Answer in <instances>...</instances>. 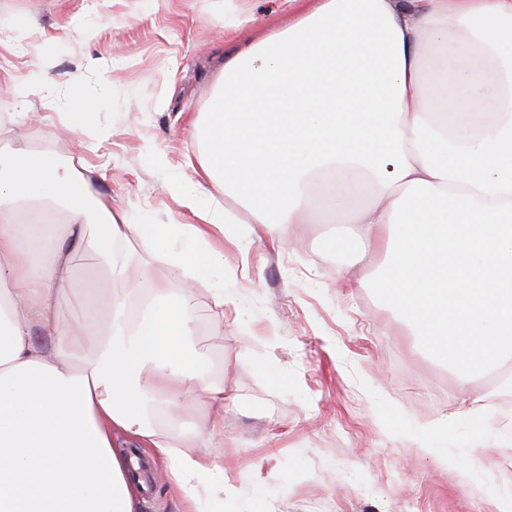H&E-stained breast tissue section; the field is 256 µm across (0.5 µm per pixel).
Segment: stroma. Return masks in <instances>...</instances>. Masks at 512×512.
Instances as JSON below:
<instances>
[{
	"instance_id": "obj_1",
	"label": "stroma",
	"mask_w": 512,
	"mask_h": 512,
	"mask_svg": "<svg viewBox=\"0 0 512 512\" xmlns=\"http://www.w3.org/2000/svg\"><path fill=\"white\" fill-rule=\"evenodd\" d=\"M250 39L286 26V0H0V28L26 17L25 42L0 41V152L16 143L83 169L133 224H194L186 198L164 191L188 182L206 157L186 133L203 117L234 16ZM80 87L98 108L95 127L70 110ZM349 224H304L301 250L274 242L262 225L224 254L223 325L207 288L195 296L197 345L223 377L224 468L234 488L202 512H495L496 443L484 434L431 424L461 404L512 416V389L488 379L460 390L446 364L409 336L395 305L366 282L368 261ZM348 240L334 248L336 238ZM474 470L463 487L417 454L406 431Z\"/></svg>"
}]
</instances>
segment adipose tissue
<instances>
[{"label":"adipose tissue","mask_w":512,"mask_h":512,"mask_svg":"<svg viewBox=\"0 0 512 512\" xmlns=\"http://www.w3.org/2000/svg\"><path fill=\"white\" fill-rule=\"evenodd\" d=\"M303 3L225 60L191 130L207 179L293 249L298 225L350 216L420 348L461 385L497 374L512 362V0ZM39 211L61 232L45 238ZM224 230L211 206L167 249L169 225L128 223L72 165L0 152V512H134L116 431L165 458L185 512L201 485L223 500L224 383L202 367L194 299L224 270ZM131 238L153 253L134 274ZM75 245L123 290L66 323ZM200 399L217 416L186 433L174 409Z\"/></svg>","instance_id":"adipose-tissue-1"}]
</instances>
